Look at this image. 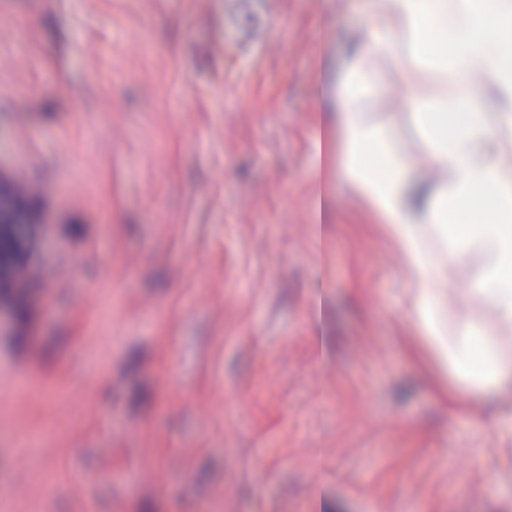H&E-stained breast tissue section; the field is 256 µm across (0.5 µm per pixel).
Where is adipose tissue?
<instances>
[{
	"label": "adipose tissue",
	"mask_w": 512,
	"mask_h": 512,
	"mask_svg": "<svg viewBox=\"0 0 512 512\" xmlns=\"http://www.w3.org/2000/svg\"><path fill=\"white\" fill-rule=\"evenodd\" d=\"M378 60L441 77L431 94L413 85L407 116L444 180L414 174L388 134L367 118L363 107L379 89ZM326 103L321 127L337 147L338 174L417 274V315L433 335L447 336L453 375L487 393L512 386V358L480 325L445 327L421 234L422 225L434 224L448 254L462 247L481 252L487 272L469 293L512 324V225L483 221L461 233L454 224L488 185L493 211L512 214V171L496 163L512 153V0H373L366 34L345 58Z\"/></svg>",
	"instance_id": "1"
}]
</instances>
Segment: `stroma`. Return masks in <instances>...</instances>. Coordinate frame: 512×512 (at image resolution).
I'll return each mask as SVG.
<instances>
[{"instance_id":"1","label":"stroma","mask_w":512,"mask_h":512,"mask_svg":"<svg viewBox=\"0 0 512 512\" xmlns=\"http://www.w3.org/2000/svg\"><path fill=\"white\" fill-rule=\"evenodd\" d=\"M371 0H14L0 197V512H512V390L461 387L383 226L319 182L321 95ZM375 116L438 175L403 120ZM440 261L444 313L495 325Z\"/></svg>"}]
</instances>
